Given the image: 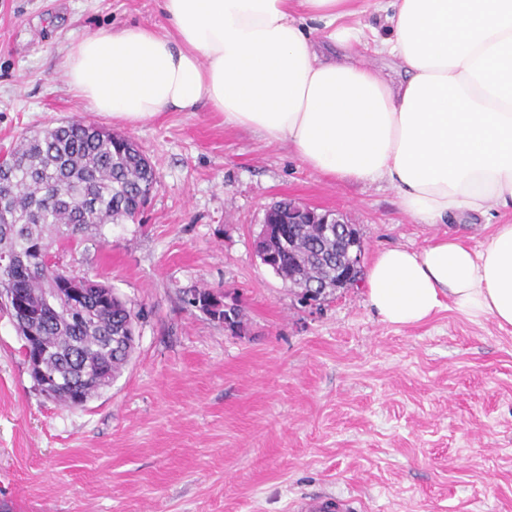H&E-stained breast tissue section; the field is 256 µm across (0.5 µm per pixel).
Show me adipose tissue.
<instances>
[{
  "mask_svg": "<svg viewBox=\"0 0 512 512\" xmlns=\"http://www.w3.org/2000/svg\"><path fill=\"white\" fill-rule=\"evenodd\" d=\"M357 0H161L162 28H101L71 43V88L135 125L205 105L288 144L334 179L388 181L403 211L443 224L512 211V0H389L387 82L352 55ZM343 49L319 53L308 21ZM383 322L446 306L512 327V221L480 247L447 235L378 253L365 279Z\"/></svg>",
  "mask_w": 512,
  "mask_h": 512,
  "instance_id": "obj_1",
  "label": "adipose tissue"
}]
</instances>
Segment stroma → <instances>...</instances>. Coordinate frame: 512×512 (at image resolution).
Listing matches in <instances>:
<instances>
[{
	"instance_id": "obj_1",
	"label": "stroma",
	"mask_w": 512,
	"mask_h": 512,
	"mask_svg": "<svg viewBox=\"0 0 512 512\" xmlns=\"http://www.w3.org/2000/svg\"><path fill=\"white\" fill-rule=\"evenodd\" d=\"M162 23L159 0H0V154L75 119L130 136L157 188L103 240L54 244L136 315L110 387L67 409L34 384L0 312V512H288L353 493L366 512H512V327L442 309L383 322L364 284L306 301L255 249L270 205L342 212L363 263L435 234L480 245L488 224H421L387 181H338L201 106L136 125L89 111L61 64L98 28ZM207 287L243 328L189 306Z\"/></svg>"
}]
</instances>
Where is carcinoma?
I'll use <instances>...</instances> for the list:
<instances>
[{
	"label": "carcinoma",
	"mask_w": 512,
	"mask_h": 512,
	"mask_svg": "<svg viewBox=\"0 0 512 512\" xmlns=\"http://www.w3.org/2000/svg\"><path fill=\"white\" fill-rule=\"evenodd\" d=\"M0 170V286L18 297L9 313L23 337L25 358L73 382L53 398L84 406L112 384L130 353L111 337L134 333L136 315L112 287L77 277L52 260L55 241L70 243L107 224L135 220L156 190L149 159L131 138L66 120L22 137ZM349 241L322 224H298L283 242L271 240L275 274L291 288L321 297L336 288L337 263ZM71 288L85 291L80 301Z\"/></svg>",
	"instance_id": "1"
}]
</instances>
